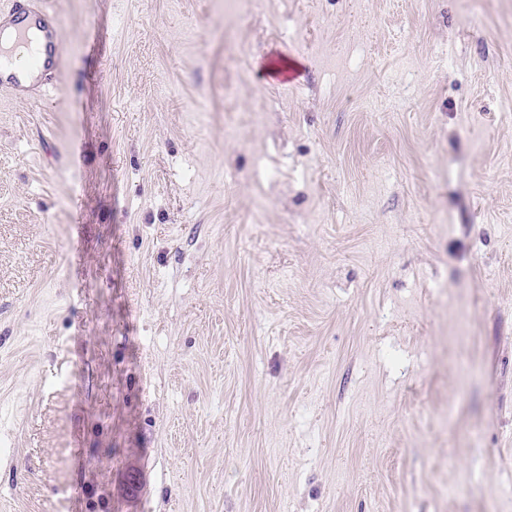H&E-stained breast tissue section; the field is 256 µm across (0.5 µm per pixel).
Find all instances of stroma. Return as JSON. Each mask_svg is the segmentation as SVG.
I'll list each match as a JSON object with an SVG mask.
<instances>
[{
  "mask_svg": "<svg viewBox=\"0 0 512 512\" xmlns=\"http://www.w3.org/2000/svg\"><path fill=\"white\" fill-rule=\"evenodd\" d=\"M214 3L0 88V512H512V0Z\"/></svg>",
  "mask_w": 512,
  "mask_h": 512,
  "instance_id": "35a3bbf8",
  "label": "stroma"
}]
</instances>
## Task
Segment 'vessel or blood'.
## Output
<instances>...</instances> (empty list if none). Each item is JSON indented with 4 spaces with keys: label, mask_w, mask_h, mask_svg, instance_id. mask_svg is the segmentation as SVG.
Returning a JSON list of instances; mask_svg holds the SVG:
<instances>
[{
    "label": "vessel or blood",
    "mask_w": 512,
    "mask_h": 512,
    "mask_svg": "<svg viewBox=\"0 0 512 512\" xmlns=\"http://www.w3.org/2000/svg\"><path fill=\"white\" fill-rule=\"evenodd\" d=\"M62 40L56 19L34 0L0 6V85H8L15 100L34 98L37 84L61 73Z\"/></svg>",
    "instance_id": "1"
}]
</instances>
